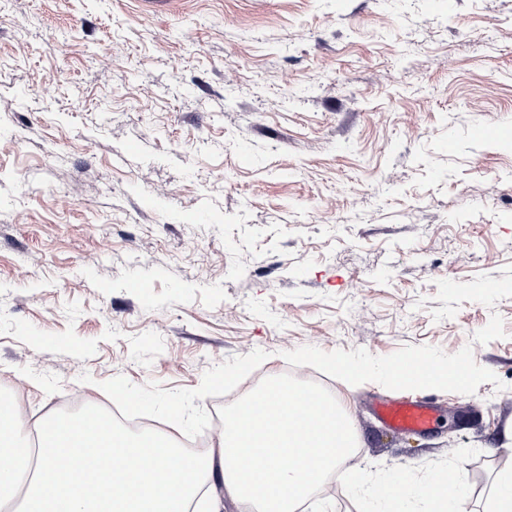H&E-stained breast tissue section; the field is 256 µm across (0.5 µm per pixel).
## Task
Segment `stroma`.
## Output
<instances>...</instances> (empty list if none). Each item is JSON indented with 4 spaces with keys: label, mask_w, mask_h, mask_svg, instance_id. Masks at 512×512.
I'll return each instance as SVG.
<instances>
[{
    "label": "stroma",
    "mask_w": 512,
    "mask_h": 512,
    "mask_svg": "<svg viewBox=\"0 0 512 512\" xmlns=\"http://www.w3.org/2000/svg\"><path fill=\"white\" fill-rule=\"evenodd\" d=\"M498 283L496 294L485 292ZM376 368L462 358L467 390ZM359 446L297 512L396 472H512V0H0V388L33 424L133 405L178 442L263 379ZM437 407L427 398L387 401L377 407V415L394 431L427 432L437 420Z\"/></svg>",
    "instance_id": "35a3bbf8"
}]
</instances>
